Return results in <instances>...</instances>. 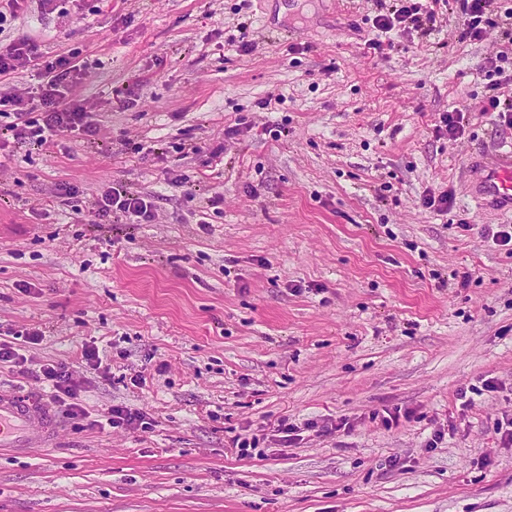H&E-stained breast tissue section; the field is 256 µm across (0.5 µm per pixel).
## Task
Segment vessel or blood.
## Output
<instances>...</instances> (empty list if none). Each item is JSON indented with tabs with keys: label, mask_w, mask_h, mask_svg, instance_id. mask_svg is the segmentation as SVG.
I'll use <instances>...</instances> for the list:
<instances>
[{
	"label": "vessel or blood",
	"mask_w": 512,
	"mask_h": 512,
	"mask_svg": "<svg viewBox=\"0 0 512 512\" xmlns=\"http://www.w3.org/2000/svg\"><path fill=\"white\" fill-rule=\"evenodd\" d=\"M473 196L481 204L512 213V148L472 158ZM63 429L51 407L16 390L0 391V453L25 454L50 447Z\"/></svg>",
	"instance_id": "1"
}]
</instances>
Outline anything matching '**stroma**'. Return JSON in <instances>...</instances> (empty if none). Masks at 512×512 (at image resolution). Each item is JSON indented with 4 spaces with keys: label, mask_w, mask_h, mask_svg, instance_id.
<instances>
[{
    "label": "stroma",
    "mask_w": 512,
    "mask_h": 512,
    "mask_svg": "<svg viewBox=\"0 0 512 512\" xmlns=\"http://www.w3.org/2000/svg\"><path fill=\"white\" fill-rule=\"evenodd\" d=\"M380 12L20 0L0 41L79 52L96 129L16 144L0 116V334L39 331L26 356L66 363L85 413L0 454V512H512V245L489 236L512 216L467 169L512 147L481 109L498 37L443 10L374 55ZM456 108L463 136L437 137ZM117 185L152 223H96ZM113 405L144 426H93Z\"/></svg>",
    "instance_id": "stroma-1"
}]
</instances>
